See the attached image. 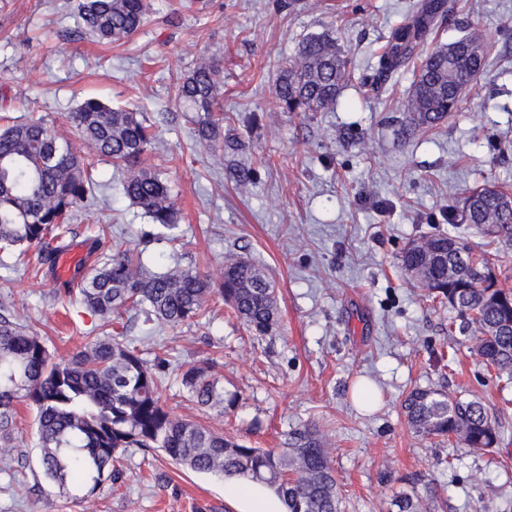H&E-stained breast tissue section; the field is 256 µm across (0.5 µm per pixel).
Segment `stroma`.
<instances>
[{
	"label": "stroma",
	"instance_id": "1",
	"mask_svg": "<svg viewBox=\"0 0 512 512\" xmlns=\"http://www.w3.org/2000/svg\"><path fill=\"white\" fill-rule=\"evenodd\" d=\"M153 0L149 22L123 45L96 42L70 15L73 0H0V113L42 117L66 137V117L95 97L144 113L155 131L149 163L161 164L181 238L152 224L119 192L121 173L98 165L103 188L71 226L70 245L93 239L141 252L155 272L190 267L212 281L228 255L273 281L279 322L253 336L220 298L189 326L148 324L123 313V340L146 362L165 355L161 399L182 418L256 448H283L296 431L321 437L339 480L342 512H389L403 479L431 487L423 512H512V380L477 357L470 332L452 325L440 296L413 288L401 267L410 241L438 232L467 236L512 288V244L490 241L443 216L475 187L512 193V0H460L438 38L464 30L496 39L482 97L436 129L405 135L413 75L379 95L358 82L373 53L415 0ZM333 32L356 75L328 112H273L274 80L299 41ZM203 57L224 71L225 136L244 148L216 156L194 141L172 100L177 76ZM38 107H30V100ZM251 170L247 185L232 171ZM0 251V305L69 356L108 326L56 297L54 276L34 274ZM215 362L223 410L198 405L181 386L184 364ZM415 388L479 400L500 432L489 449L414 433L401 404ZM118 481L94 497L61 492L42 476L34 445L0 461V512H235L223 478L192 472L162 452L123 451Z\"/></svg>",
	"mask_w": 512,
	"mask_h": 512
}]
</instances>
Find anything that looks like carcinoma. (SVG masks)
Listing matches in <instances>:
<instances>
[{
  "instance_id": "cac0c4a2",
  "label": "carcinoma",
  "mask_w": 512,
  "mask_h": 512,
  "mask_svg": "<svg viewBox=\"0 0 512 512\" xmlns=\"http://www.w3.org/2000/svg\"><path fill=\"white\" fill-rule=\"evenodd\" d=\"M151 0H74L78 27L99 41L121 44L146 23ZM454 10L448 0H423L390 33L371 66L376 80L363 85L377 92L382 82L410 67L420 42ZM495 37L473 28L439 45L413 66L414 79L405 105L410 127L429 131L462 109L465 95H480L478 79ZM353 71L328 32L304 37L295 56L277 74L276 112H324L336 108ZM224 77L218 60L204 58L178 80L176 100L196 125L197 143L207 150L224 143L220 102ZM82 151L37 119L7 118L0 126V250L25 255L34 249L38 263L53 271L65 248L68 224L88 200L95 181L94 160H106L125 174L121 191L151 218L163 235L178 240L177 211L160 171L144 165L153 144L152 125L141 112L113 107L95 98L72 112ZM450 224H467L479 234L512 240V196L494 186L470 192L462 204L448 206ZM427 244L411 242L402 266L418 288L448 300L460 328H474L475 352L501 375L512 377V290L501 286L495 268L470 253L458 236L433 234ZM95 264L55 293L108 322L112 315L140 309L146 320L171 327L190 324L213 296L224 299L255 336L273 331L278 321L275 289L254 264L224 260V278L212 283L198 272L175 265L152 273L140 254L115 246L101 250ZM486 272L485 281L473 270ZM167 359L147 364L117 338L98 336L66 360H56L44 339L0 314V457L23 444L18 437L16 405L34 411L40 466L44 478L86 498L115 479L120 453L127 448L161 450L175 463L196 472L241 477L268 486L285 512H341L338 480L322 442L310 431L298 432L290 448H252L199 422L178 417L160 399ZM214 365L188 364L181 384L201 406L219 407L224 393L212 377ZM404 414L416 433L455 436L467 448H491L500 433L485 407L428 389H415L404 400ZM399 491L392 512H421L422 496Z\"/></svg>"
}]
</instances>
